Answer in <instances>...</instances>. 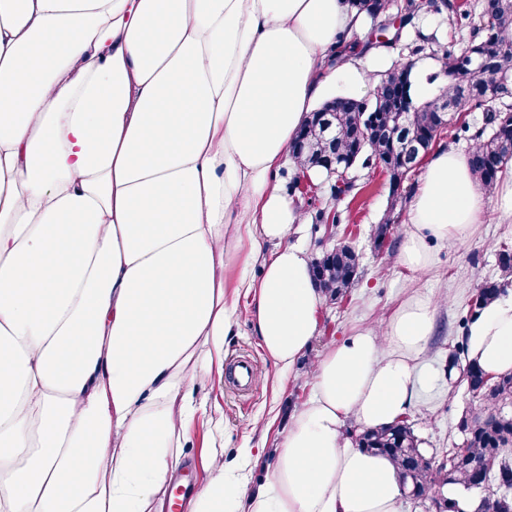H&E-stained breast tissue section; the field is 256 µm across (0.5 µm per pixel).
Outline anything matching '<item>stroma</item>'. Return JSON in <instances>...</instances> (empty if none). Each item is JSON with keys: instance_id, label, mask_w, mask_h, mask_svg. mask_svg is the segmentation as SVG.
Masks as SVG:
<instances>
[{"instance_id": "35a3bbf8", "label": "stroma", "mask_w": 512, "mask_h": 512, "mask_svg": "<svg viewBox=\"0 0 512 512\" xmlns=\"http://www.w3.org/2000/svg\"><path fill=\"white\" fill-rule=\"evenodd\" d=\"M435 36L440 46L454 45L453 29L447 16L419 14L405 27L394 48H379L369 53L372 73L380 74L395 64L413 61L418 86L425 97H433L439 86L429 83L430 75L442 69L439 49L414 54L419 34ZM298 170L286 163L276 181L302 215V221L288 232L289 244L304 249L316 258L326 248L339 243L353 246L361 256L358 277L348 297L338 302L321 301L317 313L316 335L310 348L298 359L288 378L267 358L253 323V296L240 293L232 315V334L224 342V364L232 366L246 357L254 364L255 384L248 390L237 388L232 377H225L224 392L218 400L224 406V430L197 419L193 428V446L181 474L190 482L201 483L205 477L202 455L209 446L222 448L225 457H233L247 448L251 456L244 468L250 486L263 484L272 473V455L286 434L297 410L314 394L310 367L313 360L329 346L342 343L359 327L385 323L407 299L419 298L434 312V330L428 337L418 361L429 384L419 390L405 416L411 423L422 448L433 456H442L463 441L460 423L475 412L479 401L466 390L459 370L448 367L450 355L462 343L466 332L463 320L470 310L476 290L488 281L504 282L499 264L503 247L512 248V223H506L498 211L497 194H484V217L466 242L451 245L427 238L431 262L426 269L413 270L402 265L399 255L411 229L407 209H398L390 224L383 247L374 244L375 230L386 213L388 186L381 169L361 165L348 177L358 186L356 195L341 200L330 195L331 181L320 177L312 181L311 196L294 190ZM337 210L338 226L325 224L319 213Z\"/></svg>"}]
</instances>
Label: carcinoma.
I'll use <instances>...</instances> for the list:
<instances>
[{"label":"carcinoma","instance_id":"1","mask_svg":"<svg viewBox=\"0 0 512 512\" xmlns=\"http://www.w3.org/2000/svg\"><path fill=\"white\" fill-rule=\"evenodd\" d=\"M350 8L370 20L372 39L363 43L338 37L331 56L340 62L351 52L363 54L373 48H390L400 39L401 32L421 13L448 14L454 27H462L469 14L453 0H346ZM483 62L502 81L504 94L490 98L481 88L471 60ZM442 75H432L428 81L445 79L439 93L432 98L414 101L409 109L408 123L419 135H430L432 146L445 127L439 125L437 112L441 101L453 104L448 110V124L458 120L461 112L480 109L483 124L470 135L468 165L474 181L485 191H493L512 166V128L500 126L505 114H512V0H484V22L472 27L467 49L461 54L443 49ZM408 63H400L380 74L378 90L353 102L352 106L334 113L339 135L329 143L321 135L320 112L310 113L296 137L311 144V149L293 156L297 168L304 174L326 172L320 162L336 151L353 162L379 167L389 185L388 208L376 238L384 240L388 225L393 223L395 210L402 205L403 184L412 174L390 142L365 128L367 112L378 116V127L394 124L400 112L401 95L407 85H413V72ZM355 185L335 174L330 185L331 195L338 199L350 194ZM359 254L349 245L326 252L312 263L313 283L319 292L332 301L343 299L357 276ZM501 285L487 282L477 291V303L471 305L470 316L501 295ZM469 393L480 401V409L462 420L465 435L461 447L448 453L445 461H436L419 447V440L410 423L400 418L377 428H364L354 435L355 445L368 452L389 457L404 484L405 495L417 504L430 508L439 505L441 512H463L458 502L445 495L448 486L466 490L492 485L496 491L481 499L477 512H512V373L490 374L469 361L466 366Z\"/></svg>","mask_w":512,"mask_h":512}]
</instances>
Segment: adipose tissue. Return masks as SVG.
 <instances>
[{
  "mask_svg": "<svg viewBox=\"0 0 512 512\" xmlns=\"http://www.w3.org/2000/svg\"><path fill=\"white\" fill-rule=\"evenodd\" d=\"M360 27L344 0H0V512H164L192 422H224L240 289L282 374L310 347L321 294L270 175L330 85L375 90L363 58L326 63ZM482 218L467 157L434 154L400 262ZM241 255L260 280L229 282ZM433 328L409 300L320 354L270 479L248 488L212 449L185 512H402L394 463L343 428L406 412ZM467 344L512 372V296Z\"/></svg>",
  "mask_w": 512,
  "mask_h": 512,
  "instance_id": "1",
  "label": "adipose tissue"
}]
</instances>
